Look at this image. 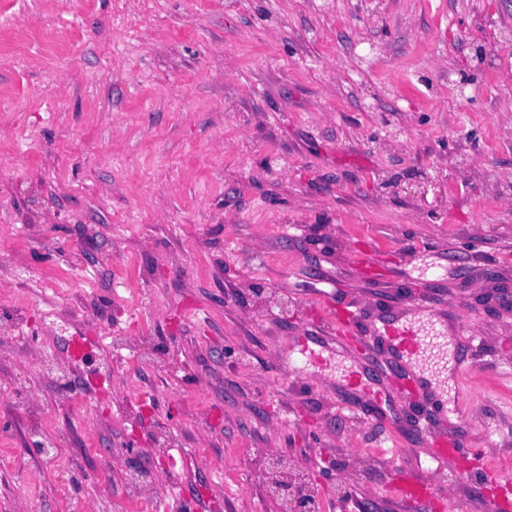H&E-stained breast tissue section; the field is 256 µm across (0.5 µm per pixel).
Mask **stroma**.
<instances>
[{
	"label": "stroma",
	"mask_w": 512,
	"mask_h": 512,
	"mask_svg": "<svg viewBox=\"0 0 512 512\" xmlns=\"http://www.w3.org/2000/svg\"><path fill=\"white\" fill-rule=\"evenodd\" d=\"M407 315L452 334L428 394L364 343ZM446 435L462 474L403 501ZM271 454L321 512H492L512 0H7L0 512H274ZM322 308L326 321L332 327V334L336 335L331 336L332 341L336 342V345L339 346L345 345L348 336H350L354 327L359 322V312L349 311L344 317H340L327 303H323Z\"/></svg>",
	"instance_id": "35a3bbf8"
}]
</instances>
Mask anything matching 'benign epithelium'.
I'll return each instance as SVG.
<instances>
[{"label":"benign epithelium","instance_id":"obj_1","mask_svg":"<svg viewBox=\"0 0 512 512\" xmlns=\"http://www.w3.org/2000/svg\"><path fill=\"white\" fill-rule=\"evenodd\" d=\"M266 496L273 501L275 512H319V502L309 477L289 461L274 456L266 467Z\"/></svg>","mask_w":512,"mask_h":512}]
</instances>
